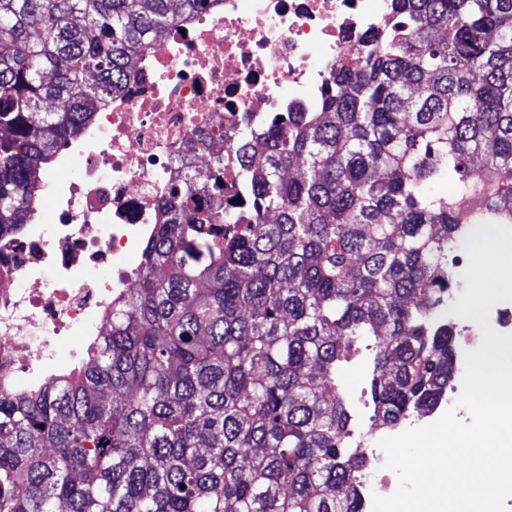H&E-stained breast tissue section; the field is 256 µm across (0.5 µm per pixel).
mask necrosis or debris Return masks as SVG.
Here are the masks:
<instances>
[{
  "mask_svg": "<svg viewBox=\"0 0 512 512\" xmlns=\"http://www.w3.org/2000/svg\"><path fill=\"white\" fill-rule=\"evenodd\" d=\"M392 0H224L159 39L123 93L96 112L39 188L46 205L19 234L0 235V386L57 367L59 342L95 335L113 295L131 288L158 204L183 165L206 159L201 138L272 112L317 105L391 14ZM380 436L366 443L367 491L390 494Z\"/></svg>",
  "mask_w": 512,
  "mask_h": 512,
  "instance_id": "obj_1",
  "label": "necrosis or debris"
}]
</instances>
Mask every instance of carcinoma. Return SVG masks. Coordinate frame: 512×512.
Returning <instances> with one entry per match:
<instances>
[{"mask_svg": "<svg viewBox=\"0 0 512 512\" xmlns=\"http://www.w3.org/2000/svg\"><path fill=\"white\" fill-rule=\"evenodd\" d=\"M214 2L0 0V232L155 37ZM392 8L317 111L173 184L78 362L0 390V512H364L336 370L363 344L374 419L433 412L458 359L448 253L462 224L512 222V0Z\"/></svg>", "mask_w": 512, "mask_h": 512, "instance_id": "carcinoma-1", "label": "carcinoma"}]
</instances>
